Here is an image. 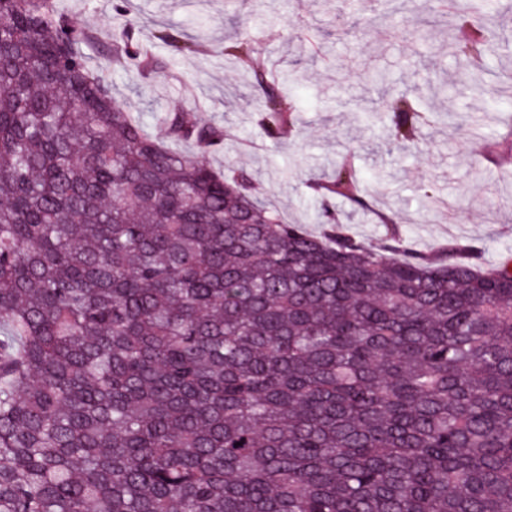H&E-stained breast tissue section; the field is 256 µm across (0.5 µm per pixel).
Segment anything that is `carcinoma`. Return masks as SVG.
Returning a JSON list of instances; mask_svg holds the SVG:
<instances>
[{"instance_id": "1", "label": "carcinoma", "mask_w": 512, "mask_h": 512, "mask_svg": "<svg viewBox=\"0 0 512 512\" xmlns=\"http://www.w3.org/2000/svg\"><path fill=\"white\" fill-rule=\"evenodd\" d=\"M501 15L458 0L463 60ZM79 42L0 0V512H512V259L363 246L328 205L366 206L349 155L310 184L322 236L285 223L169 146L224 127L145 133ZM112 61L161 69L133 24ZM415 99L385 103L405 140Z\"/></svg>"}]
</instances>
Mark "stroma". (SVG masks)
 <instances>
[{
	"instance_id": "obj_1",
	"label": "stroma",
	"mask_w": 512,
	"mask_h": 512,
	"mask_svg": "<svg viewBox=\"0 0 512 512\" xmlns=\"http://www.w3.org/2000/svg\"><path fill=\"white\" fill-rule=\"evenodd\" d=\"M57 12L82 35L80 49L115 101L139 113L149 134L157 112H189L200 123L223 125V145L205 155L216 169L246 170L251 191L291 224L318 233L321 210L308 187L330 180L342 152L353 149L368 206L331 199L349 217L348 231L379 246L391 215L409 247L434 253L451 244L479 250L496 268L512 255V50L483 60L488 88L473 92L456 47L467 37L454 0L433 15L430 0H409L406 12L388 0L361 8L336 0H134L132 19L152 42L163 72L145 78L112 63V38L126 16L121 0H54ZM379 13L376 25L360 23ZM166 27L197 52L154 41ZM244 38L259 48L263 69L280 71L278 91L296 109L297 123L278 137L258 126L265 96L258 73L225 61V42ZM415 85L421 110L436 120L419 140L385 151L387 95Z\"/></svg>"
}]
</instances>
